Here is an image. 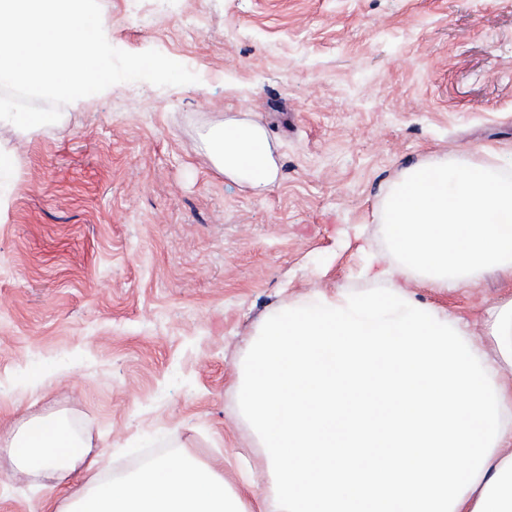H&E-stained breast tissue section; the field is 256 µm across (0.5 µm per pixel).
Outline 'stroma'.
I'll use <instances>...</instances> for the list:
<instances>
[{
	"label": "stroma",
	"mask_w": 512,
	"mask_h": 512,
	"mask_svg": "<svg viewBox=\"0 0 512 512\" xmlns=\"http://www.w3.org/2000/svg\"><path fill=\"white\" fill-rule=\"evenodd\" d=\"M100 0L111 44L155 49L199 83H119L57 123L0 125V424L62 417L112 468L166 448L270 483L235 393L268 311L360 292L392 261L383 215L412 165L495 164L512 176V0ZM226 121L263 126L277 167L256 193L210 160ZM417 299L483 339L512 296L485 273ZM53 374L31 391L28 378ZM0 512L65 493L15 473L0 444Z\"/></svg>",
	"instance_id": "obj_1"
}]
</instances>
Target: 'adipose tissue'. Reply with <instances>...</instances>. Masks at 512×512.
Wrapping results in <instances>:
<instances>
[{"instance_id":"obj_1","label":"adipose tissue","mask_w":512,"mask_h":512,"mask_svg":"<svg viewBox=\"0 0 512 512\" xmlns=\"http://www.w3.org/2000/svg\"><path fill=\"white\" fill-rule=\"evenodd\" d=\"M225 177L263 191L276 178L266 130L230 121L208 134ZM396 265L368 258L376 288L314 296L268 313L236 383L271 475L258 510L214 466L186 454L103 479L104 459L59 417L10 430L19 473L83 483L63 512H512V298L487 310L496 358L466 322L407 289L414 272L450 292L512 273V181L493 165L407 169L389 192Z\"/></svg>"}]
</instances>
